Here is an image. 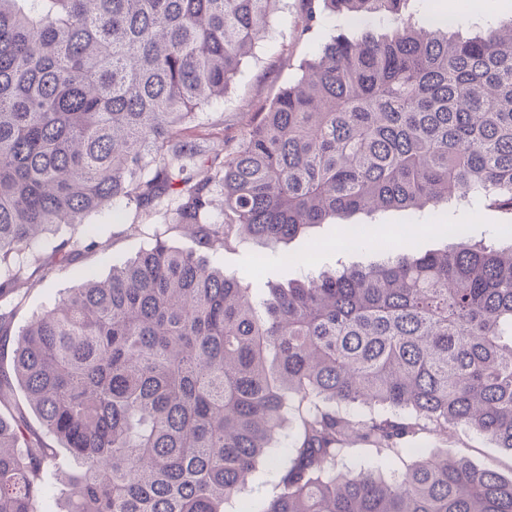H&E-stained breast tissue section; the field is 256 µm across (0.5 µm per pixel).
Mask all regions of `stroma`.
I'll return each mask as SVG.
<instances>
[{"mask_svg": "<svg viewBox=\"0 0 512 512\" xmlns=\"http://www.w3.org/2000/svg\"><path fill=\"white\" fill-rule=\"evenodd\" d=\"M455 17L449 32L472 33L489 26L512 21V0H482L480 10H472L468 0H405L402 16L412 26H436L439 13ZM302 13L300 0H279L277 9L264 36L246 57L239 71L216 104L205 105L195 114L192 123L197 127L224 125L228 136L238 138L252 121L254 112L272 102L279 93L301 74L302 64L315 55L317 49L331 38L360 37L365 31L383 35L391 33L389 20L376 18L365 21L351 15L325 14L308 34H301ZM132 217L123 211L109 210L88 217L86 224L77 226L79 238L102 241L101 249L80 255L71 265L50 271L43 279H32L21 285L22 304L12 324V334H20L32 318L50 307L69 290L78 287L86 275L105 278L113 264L135 257L149 248L154 240L156 225L164 223L157 215L142 220L138 229H131ZM347 223L364 225L369 236L393 237L401 224H411L415 232L409 248L416 253L444 249L451 239L447 225H464L467 235L475 241L500 238L506 225L512 224V214L473 204L443 206L438 212L424 211L411 214L388 210L367 214L359 212L347 216ZM339 223L332 220L307 228L294 239L268 247L251 240H233L214 254L213 262L228 274H242L252 255L266 258L261 271L252 279L251 286L257 298H265L272 287L303 279L307 273L323 269H339L353 265L365 266L378 258L368 248L339 251L335 248ZM292 261H285V254ZM297 430L296 418H288L285 428L271 451V459L258 462L252 481L239 496L226 501L224 512H242L250 505L252 512H261L266 503L279 491L281 477L278 458L284 457L290 436ZM420 445L427 453L446 454L464 458L473 464L489 468L504 476L512 475V452L494 447L485 437L474 432L460 431L451 435L426 434Z\"/></svg>", "mask_w": 512, "mask_h": 512, "instance_id": "1", "label": "stroma"}]
</instances>
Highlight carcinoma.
I'll return each mask as SVG.
<instances>
[{"mask_svg":"<svg viewBox=\"0 0 512 512\" xmlns=\"http://www.w3.org/2000/svg\"><path fill=\"white\" fill-rule=\"evenodd\" d=\"M389 15L334 37L234 144L189 119L224 97L277 0H0V512H44L57 447L67 512H224L288 407L298 432L263 512H512V477L422 455L388 478L334 470L366 445L389 467L424 433L512 451V244L465 240L270 289L207 257L234 236L289 241L359 211L484 201L512 214V21L470 38L404 22V0H301ZM170 206L198 251L153 245L35 316L10 360L17 285L103 247L47 240L125 207ZM38 417L13 403L15 386Z\"/></svg>","mask_w":512,"mask_h":512,"instance_id":"obj_1","label":"carcinoma"}]
</instances>
